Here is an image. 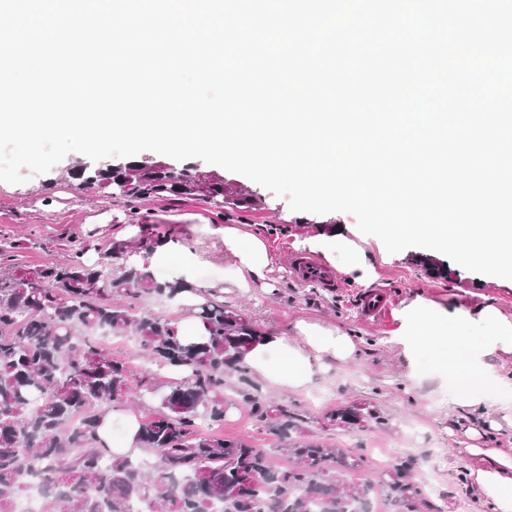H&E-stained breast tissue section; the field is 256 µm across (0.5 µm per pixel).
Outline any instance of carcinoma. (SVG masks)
<instances>
[{"label":"carcinoma","instance_id":"carcinoma-1","mask_svg":"<svg viewBox=\"0 0 512 512\" xmlns=\"http://www.w3.org/2000/svg\"><path fill=\"white\" fill-rule=\"evenodd\" d=\"M84 182L114 188L136 203L171 196L206 203L222 199L253 209L252 196L194 167L174 171L161 161L80 171ZM131 247L100 250L87 264L77 251L63 263L0 276V512L13 504L35 469L61 486L56 512H356L382 492L391 512L413 502L428 509L421 485L403 461L377 484L348 483L342 472L360 456L302 435L303 420L286 402L261 395L245 355L266 331L246 313L203 288L196 317L206 341L187 343L176 321L141 310L156 296L169 302L186 286L160 282L143 266L127 265ZM127 299L119 304L114 297ZM131 336L154 364L184 366L187 377L163 390L147 372L132 383L127 363L96 335ZM251 406L255 420L277 437L271 453L246 441L202 429L224 421V390ZM136 399L146 411L140 447L157 458L148 467L100 444L97 420L115 404ZM328 421L352 432L373 421L388 425L365 402L341 407Z\"/></svg>","mask_w":512,"mask_h":512}]
</instances>
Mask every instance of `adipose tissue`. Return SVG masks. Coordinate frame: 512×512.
Listing matches in <instances>:
<instances>
[{
	"label": "adipose tissue",
	"mask_w": 512,
	"mask_h": 512,
	"mask_svg": "<svg viewBox=\"0 0 512 512\" xmlns=\"http://www.w3.org/2000/svg\"><path fill=\"white\" fill-rule=\"evenodd\" d=\"M202 232L220 237L230 258L224 264L225 285L249 292L264 282L272 270L273 259L259 236L242 225H202ZM312 246L333 260L336 268L353 275L360 286H370L374 266L365 252L340 235H321ZM131 263H149L151 270L168 269L169 279L187 284L175 303L183 308L178 328L180 336L198 339L204 330L201 323L186 310L198 303L193 291L197 285L196 270L200 256L194 248L167 237L158 239L149 255L135 254ZM399 322L392 338L400 346L409 367V377L419 381L425 376L426 361L443 348L449 358L448 374L455 377L457 387L448 400L456 416L449 433H460L466 440L465 454L474 459L470 474L481 501L490 512H512V448H492L488 437L474 418L499 402L501 396L512 395V379L501 375L502 356L512 354V318L488 303L476 310L444 309L425 299H417L399 309ZM295 336H267L245 357L250 370L272 384L291 390L306 388L315 365L331 359L346 364L354 360L357 346L338 328L297 320ZM478 331L475 341H468L464 331ZM141 416L133 411H109L99 420L97 436L116 455L137 452Z\"/></svg>",
	"instance_id": "obj_1"
}]
</instances>
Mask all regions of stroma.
<instances>
[{"label":"stroma","instance_id":"obj_1","mask_svg":"<svg viewBox=\"0 0 512 512\" xmlns=\"http://www.w3.org/2000/svg\"><path fill=\"white\" fill-rule=\"evenodd\" d=\"M192 167L222 176L225 182L260 199L257 209L232 212L215 203L181 197L146 198L129 207L109 190L85 185L76 172L96 169V162L73 152L44 174H28L25 182H0V273L62 262L85 244L108 246L112 227L132 224L138 239L166 235L193 246L204 266L202 282H211L214 269L224 263V244L200 232L203 224H247L265 240L274 256L272 288H254L242 294L224 289V302L250 315L275 334H289L296 320L306 319L340 328L355 340L356 361H333L315 369L308 389L294 391L261 382L263 395L288 402L301 415L307 434L347 451H359L363 462L344 477L350 483L377 481L396 459L391 448L409 444L412 477L425 484L439 512H484L475 496L468 472L470 461L459 455L464 439L448 433L450 380L445 364L431 365V378L416 384L398 348L389 338L398 326L396 312L402 304L423 298L443 307L475 308L486 299L512 317V280L466 270L446 255L409 247L395 256L383 255L376 237L359 235L356 244L371 257L376 273L374 287L391 301L385 315L368 318L360 309L363 287L351 275L339 274L338 285L301 277L294 258L310 254V243L321 234L349 235L357 221L349 213L318 215L292 211L287 198L250 179L195 159ZM375 404L389 427L376 425L345 432L323 427L326 413L354 402ZM225 436L255 447L271 449L275 436L259 427L244 405L230 406L221 427Z\"/></svg>","mask_w":512,"mask_h":512}]
</instances>
